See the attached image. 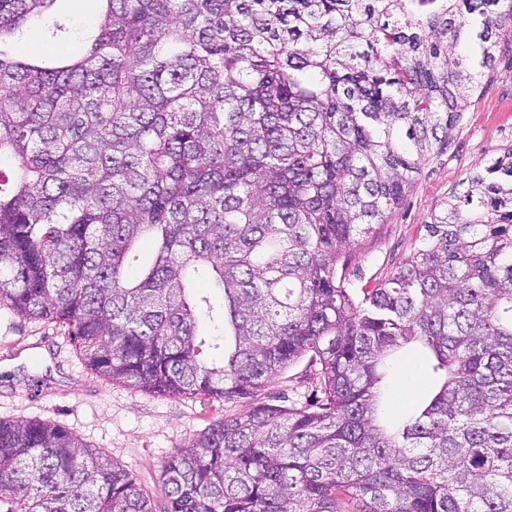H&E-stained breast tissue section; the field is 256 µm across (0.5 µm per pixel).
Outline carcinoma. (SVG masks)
<instances>
[{
  "mask_svg": "<svg viewBox=\"0 0 512 512\" xmlns=\"http://www.w3.org/2000/svg\"><path fill=\"white\" fill-rule=\"evenodd\" d=\"M55 2L0 0V303L109 380L248 408L165 461L158 511L106 451L1 420L0 512H512V146L361 301L337 277L448 144L512 0H101L88 30ZM32 18L57 49L19 57ZM412 342L444 381L388 426ZM304 358L321 398L253 401Z\"/></svg>",
  "mask_w": 512,
  "mask_h": 512,
  "instance_id": "obj_1",
  "label": "carcinoma"
}]
</instances>
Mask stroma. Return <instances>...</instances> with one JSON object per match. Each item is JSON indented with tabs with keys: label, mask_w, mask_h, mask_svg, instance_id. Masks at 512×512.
<instances>
[{
	"label": "stroma",
	"mask_w": 512,
	"mask_h": 512,
	"mask_svg": "<svg viewBox=\"0 0 512 512\" xmlns=\"http://www.w3.org/2000/svg\"><path fill=\"white\" fill-rule=\"evenodd\" d=\"M511 144L512 42L502 46L496 69L481 75L447 147L423 162L398 209L348 252L342 275L355 297L387 279L419 245L443 201L463 194L468 178L483 173ZM424 358V350L411 345L390 362L386 421L430 395L429 378L410 371ZM269 391L301 405L317 400L318 370L299 362L276 377ZM245 409L242 402L160 396L108 380L86 365L67 328L23 318L0 304V420L38 419L69 430L133 473L154 502L163 500L160 466L175 447Z\"/></svg>",
	"instance_id": "1"
}]
</instances>
